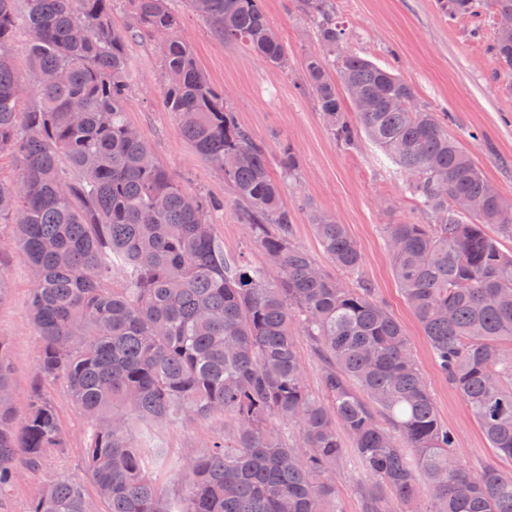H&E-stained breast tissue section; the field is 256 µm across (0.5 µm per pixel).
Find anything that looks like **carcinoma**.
<instances>
[{"mask_svg":"<svg viewBox=\"0 0 512 512\" xmlns=\"http://www.w3.org/2000/svg\"><path fill=\"white\" fill-rule=\"evenodd\" d=\"M118 3L130 15L122 29ZM180 3L217 39L288 65L260 0H0V153L18 170L0 182V223L16 226L13 246L32 274L36 379L63 381L85 416L83 458L104 512H343L335 475L352 459L368 478L365 512H512V471L451 468L454 436L389 309L293 244L284 182L179 37ZM438 5L471 19L477 36L487 11L512 15V0ZM297 9L322 46L341 50L305 61L304 88L331 134L351 145L363 130L432 218L385 225L394 275L436 365L512 461V252L501 248L512 210L448 132V113L418 108L399 75L342 51L329 0ZM20 26L31 35L27 82L13 67ZM139 37L163 47V106L244 204L266 265L225 255L211 221L224 202L186 192L133 133L127 47ZM491 51L512 71V35L496 33ZM25 97L32 105L20 112ZM278 166L297 178L291 147ZM309 219L336 269L356 273L362 257L345 225L318 209ZM297 322L321 358L324 401L307 389ZM7 346L0 338V493L65 447L41 391L14 414ZM213 420L229 436L193 457L171 455L157 435ZM91 501L80 481L60 478L29 512H87Z\"/></svg>","mask_w":512,"mask_h":512,"instance_id":"cac0c4a2","label":"carcinoma"}]
</instances>
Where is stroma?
Here are the masks:
<instances>
[{
    "label": "stroma",
    "instance_id": "obj_1",
    "mask_svg": "<svg viewBox=\"0 0 512 512\" xmlns=\"http://www.w3.org/2000/svg\"><path fill=\"white\" fill-rule=\"evenodd\" d=\"M267 19L288 49V65L269 66L241 45L216 40L207 24L183 11L179 36L193 50L212 85L224 93L236 119L264 144L269 155L291 144L300 163L296 183L287 186L284 203L293 211L295 245L314 257L322 252L306 211L311 207L345 224L362 255L359 280L373 288L404 326L434 399L440 421L455 434L456 456L470 470H480L496 456L468 407L436 367L429 343L397 286L384 227L424 221L406 179L378 147L359 137L353 147L329 134L314 98L302 91L304 60L322 52L313 25L295 9V0H262ZM345 28L343 48L393 70L412 85L418 107L449 112L448 131L473 156L487 181L512 198V73L497 67L490 47L496 29L486 20L480 36H472L470 19L445 16L437 0H333ZM129 97L127 118L152 147L157 159L187 192L224 200L213 216L225 253L263 265L267 257L250 239L239 206L223 175L184 140L172 113L162 103V71L153 41L128 45ZM15 229L0 224V270L7 276L8 295L0 301V337L8 343L12 405L24 414L38 387V338L29 318L31 272L8 242ZM47 395L62 426L67 449L48 453L39 469L23 472L0 503L5 512H28L46 484L58 478L87 481L81 451L85 418L62 383ZM222 425L203 422L171 426L161 436L179 457H190L222 433Z\"/></svg>",
    "mask_w": 512,
    "mask_h": 512
}]
</instances>
